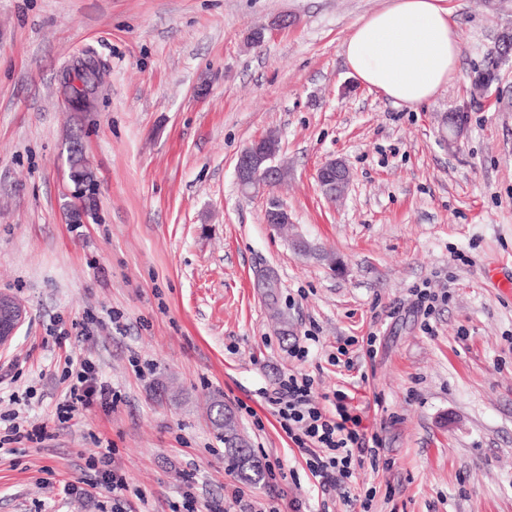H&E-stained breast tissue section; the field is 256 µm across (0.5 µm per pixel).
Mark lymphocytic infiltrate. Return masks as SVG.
<instances>
[{
	"instance_id": "lymphocytic-infiltrate-1",
	"label": "lymphocytic infiltrate",
	"mask_w": 512,
	"mask_h": 512,
	"mask_svg": "<svg viewBox=\"0 0 512 512\" xmlns=\"http://www.w3.org/2000/svg\"><path fill=\"white\" fill-rule=\"evenodd\" d=\"M71 341L69 330L64 328L53 337L55 346L64 349L66 355L60 375L64 390L51 424L29 427L19 414H0V456L16 455L27 445L54 439L57 426L69 423L78 412L96 407L109 412L116 407L118 391L102 380L90 354L70 352ZM261 397L322 493L351 482L366 461H377L382 437L353 413L347 390L316 396L313 377L297 372L280 378L272 389L262 391ZM96 447L88 461L89 470L95 473L88 482L89 493L107 492L112 497V512H122L134 490L125 473L114 465L119 450L109 440L97 441Z\"/></svg>"
}]
</instances>
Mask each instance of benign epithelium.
I'll list each match as a JSON object with an SVG mask.
<instances>
[{"label":"benign epithelium","mask_w":512,"mask_h":512,"mask_svg":"<svg viewBox=\"0 0 512 512\" xmlns=\"http://www.w3.org/2000/svg\"><path fill=\"white\" fill-rule=\"evenodd\" d=\"M279 141L268 134L248 145L238 156L235 172L239 189L249 194L259 187L281 182L284 169L276 164ZM323 194L334 200L342 195L351 180L348 164L339 158L325 161L317 170ZM29 318L26 304L16 296L0 290V350L9 348Z\"/></svg>","instance_id":"benign-epithelium-1"}]
</instances>
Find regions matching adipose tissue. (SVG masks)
Returning <instances> with one entry per match:
<instances>
[{"label":"adipose tissue","instance_id":"ef3b65f1","mask_svg":"<svg viewBox=\"0 0 512 512\" xmlns=\"http://www.w3.org/2000/svg\"><path fill=\"white\" fill-rule=\"evenodd\" d=\"M343 51L361 83L394 103L415 106L455 71L459 34L444 0H395L356 25Z\"/></svg>","mask_w":512,"mask_h":512}]
</instances>
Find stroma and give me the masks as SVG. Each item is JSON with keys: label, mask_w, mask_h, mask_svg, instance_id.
I'll return each instance as SVG.
<instances>
[{"label": "stroma", "mask_w": 512, "mask_h": 512, "mask_svg": "<svg viewBox=\"0 0 512 512\" xmlns=\"http://www.w3.org/2000/svg\"><path fill=\"white\" fill-rule=\"evenodd\" d=\"M447 3L459 65L410 107L358 82L343 54L392 0H0V289L30 310L0 353V413L18 396L31 422L48 420L62 389L49 331L88 312L82 347L122 397L0 458V512L111 505L54 487L88 475L98 438L152 512H171L190 473L206 512L239 482L216 452L217 398L259 462L283 465L282 479L246 485L253 497L278 486L301 512L324 498L345 512L344 495L372 488V512H512V66L486 94L472 88L512 29V0ZM86 50L109 76L97 111L71 112L58 78ZM455 111L468 132L452 148ZM271 131L288 179L242 195L236 160ZM76 138L96 180L94 217L79 225L67 221ZM334 157L354 176L335 204L316 181ZM273 199L285 228L265 222ZM435 277L449 300L429 335L410 290ZM372 332L378 354L359 361L354 404L390 466L325 497L260 393L299 369L332 392L346 374L338 346ZM308 333L311 358L291 361ZM138 362L151 372L137 376Z\"/></svg>", "instance_id": "1"}]
</instances>
